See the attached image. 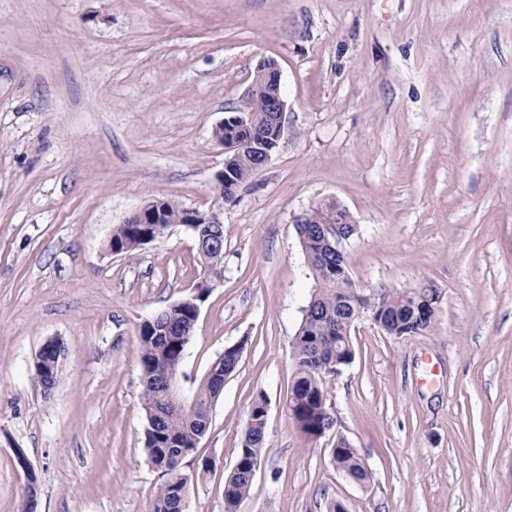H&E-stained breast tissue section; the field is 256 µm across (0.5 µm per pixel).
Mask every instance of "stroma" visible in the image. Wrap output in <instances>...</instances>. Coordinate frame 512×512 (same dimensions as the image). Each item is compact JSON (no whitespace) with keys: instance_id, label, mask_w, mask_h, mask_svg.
I'll return each mask as SVG.
<instances>
[{"instance_id":"35a3bbf8","label":"stroma","mask_w":512,"mask_h":512,"mask_svg":"<svg viewBox=\"0 0 512 512\" xmlns=\"http://www.w3.org/2000/svg\"><path fill=\"white\" fill-rule=\"evenodd\" d=\"M287 104L280 145L224 209V278L182 364L192 389L244 343L197 455L186 512H224L256 392L266 444L238 512H512V0H0V512H154L143 449V322L203 276L175 226L112 255L155 198L217 201L215 127L260 59ZM332 198L358 232L357 288H434L423 332L363 318L327 377L335 424L283 408L315 281L295 222ZM69 356L51 394L49 340ZM345 437L358 485L330 450ZM24 449L32 474L17 465ZM331 456L336 467L349 479L358 484L370 482L369 470L354 448L339 447L331 453Z\"/></svg>"}]
</instances>
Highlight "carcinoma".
<instances>
[{
    "label": "carcinoma",
    "mask_w": 512,
    "mask_h": 512,
    "mask_svg": "<svg viewBox=\"0 0 512 512\" xmlns=\"http://www.w3.org/2000/svg\"><path fill=\"white\" fill-rule=\"evenodd\" d=\"M255 125L256 138L266 143V100L256 95L244 103ZM253 152L241 149L233 162L230 177L236 183L252 178L257 168ZM165 218L161 224H119L112 230V251L121 254L137 249L162 236L171 226L182 223L184 206L164 199ZM320 224H308L297 233L307 262L319 287L314 289L291 344L295 365L294 397L285 408L301 430L318 437L334 425L326 406L325 367L331 361L344 368L354 359L349 337L352 324L365 313L368 300L365 293L348 287L343 275L330 266L336 255L319 237ZM202 244L199 257L206 269L224 268V225L198 224L192 232ZM437 294L434 288H413L404 291H382L372 295L374 307L382 317L390 336H406L424 331L433 317H421L417 310L419 296ZM198 314L188 306L174 303L156 314L157 321L141 326L139 345L144 387L141 406L144 414V450L148 461L163 477L155 493L154 512H183L181 498L189 494L193 482L213 470L209 459L203 458L193 471H186V459L196 457L199 438L204 436L209 415L218 400L224 381L236 370L244 343L228 347L216 356L208 371L192 393V406L174 410L164 402V383L168 376L180 370L193 337L184 335ZM266 394L257 392L250 405L247 427L236 461L224 482V512H237L239 504L249 496L253 472L258 467L266 441ZM336 467L358 483L370 482V473L355 449L339 447L331 453Z\"/></svg>",
    "instance_id": "carcinoma-1"
}]
</instances>
